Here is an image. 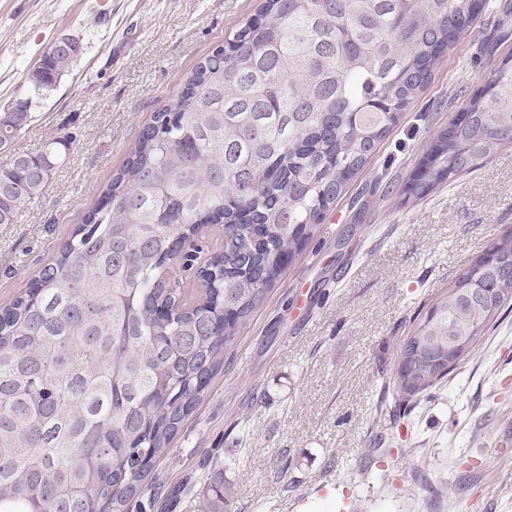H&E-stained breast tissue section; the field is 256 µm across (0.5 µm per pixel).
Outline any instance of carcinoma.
Wrapping results in <instances>:
<instances>
[{"instance_id": "carcinoma-1", "label": "carcinoma", "mask_w": 512, "mask_h": 512, "mask_svg": "<svg viewBox=\"0 0 512 512\" xmlns=\"http://www.w3.org/2000/svg\"><path fill=\"white\" fill-rule=\"evenodd\" d=\"M473 0H263L250 23L156 113L36 291L0 320V512H132L153 463L224 368L288 258L317 231L427 82ZM49 47L0 112V151L82 54ZM431 144L405 194L423 196L512 144V60ZM67 143L0 164V224L44 193ZM260 226L265 241L254 242ZM512 310V230L413 320L393 372L405 416ZM212 487L201 512H223Z\"/></svg>"}]
</instances>
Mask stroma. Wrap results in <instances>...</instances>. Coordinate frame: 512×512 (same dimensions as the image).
Listing matches in <instances>:
<instances>
[{"mask_svg": "<svg viewBox=\"0 0 512 512\" xmlns=\"http://www.w3.org/2000/svg\"><path fill=\"white\" fill-rule=\"evenodd\" d=\"M0 0V108L58 37L83 51L9 152L67 140L17 223L0 224V304L24 293L85 222L154 112L227 46L260 0ZM434 65L397 127L345 183L313 239L242 331L174 450L151 473L192 485L166 512H198L216 476L224 512H512V315L434 396L411 433L373 423L379 370L456 274L512 229V145L422 197L399 193L492 67L512 57V0H488ZM304 309H297V300Z\"/></svg>", "mask_w": 512, "mask_h": 512, "instance_id": "obj_1", "label": "stroma"}]
</instances>
